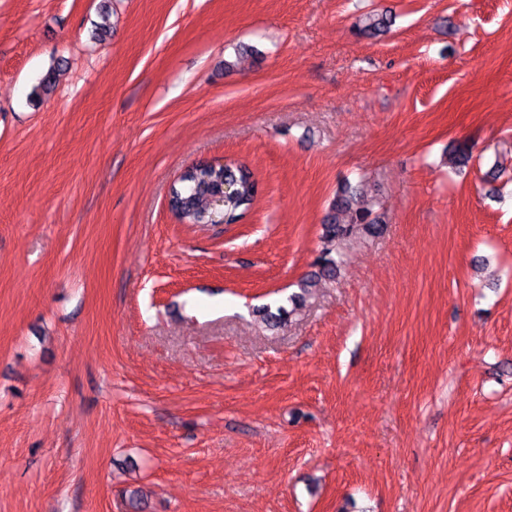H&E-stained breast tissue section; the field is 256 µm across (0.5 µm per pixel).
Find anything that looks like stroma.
I'll list each match as a JSON object with an SVG mask.
<instances>
[{
    "instance_id": "stroma-1",
    "label": "stroma",
    "mask_w": 512,
    "mask_h": 512,
    "mask_svg": "<svg viewBox=\"0 0 512 512\" xmlns=\"http://www.w3.org/2000/svg\"><path fill=\"white\" fill-rule=\"evenodd\" d=\"M0 512H512V0H0ZM226 180L234 184L220 203L217 195ZM257 193V182L243 164H198L170 187L168 208L183 224H236L253 206ZM376 206L361 198L358 187L341 185L322 224L323 239L328 243L342 242L361 232L371 233L378 224H384V216Z\"/></svg>"
}]
</instances>
